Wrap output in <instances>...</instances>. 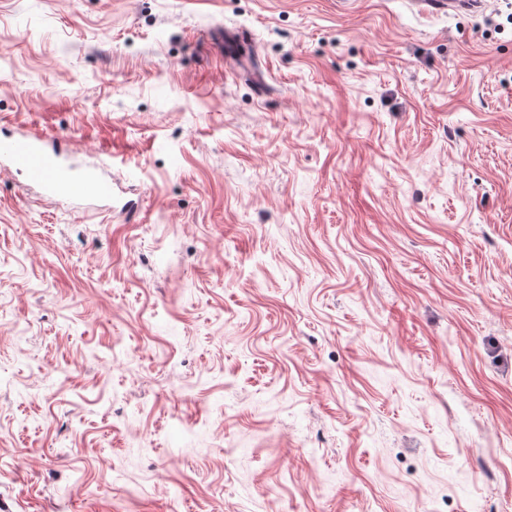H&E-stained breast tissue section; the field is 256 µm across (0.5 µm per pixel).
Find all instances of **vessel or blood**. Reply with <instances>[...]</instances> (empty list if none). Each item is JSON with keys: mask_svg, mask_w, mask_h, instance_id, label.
I'll list each match as a JSON object with an SVG mask.
<instances>
[{"mask_svg": "<svg viewBox=\"0 0 512 512\" xmlns=\"http://www.w3.org/2000/svg\"><path fill=\"white\" fill-rule=\"evenodd\" d=\"M105 167L102 160L89 165L70 162L45 136L30 131L0 140V168L21 176L46 199L87 207L102 204L120 212L136 210V201L117 195Z\"/></svg>", "mask_w": 512, "mask_h": 512, "instance_id": "obj_1", "label": "vessel or blood"}]
</instances>
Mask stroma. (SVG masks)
I'll return each mask as SVG.
<instances>
[{"mask_svg": "<svg viewBox=\"0 0 512 512\" xmlns=\"http://www.w3.org/2000/svg\"><path fill=\"white\" fill-rule=\"evenodd\" d=\"M18 127L140 209L0 171V512H512L507 0H0Z\"/></svg>", "mask_w": 512, "mask_h": 512, "instance_id": "stroma-1", "label": "stroma"}]
</instances>
